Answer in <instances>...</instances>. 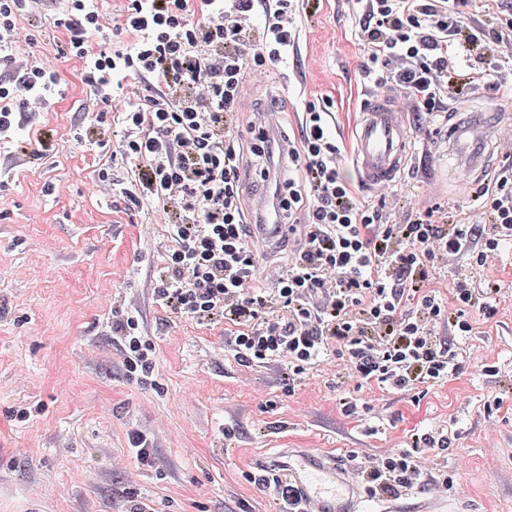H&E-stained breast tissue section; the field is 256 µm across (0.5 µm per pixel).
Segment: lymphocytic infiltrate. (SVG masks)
<instances>
[{
  "label": "lymphocytic infiltrate",
  "instance_id": "1",
  "mask_svg": "<svg viewBox=\"0 0 512 512\" xmlns=\"http://www.w3.org/2000/svg\"><path fill=\"white\" fill-rule=\"evenodd\" d=\"M494 0H360L358 32L374 68L375 84L408 100L412 111H442L459 102L451 85L479 89L492 75L484 67L450 69L472 8ZM49 12L65 33L62 55L79 59L82 81L108 111L121 118L120 149L131 162L134 206L159 212L165 234L155 300L171 314L225 327L224 345L242 365L277 362L293 375L333 365L338 375L383 392L443 382L459 368L458 352L439 335L474 331V316L493 318L501 302L496 268L512 246V176L477 191V206L449 221L437 210L385 224L341 172V150L328 110L307 101L298 140L288 146L259 131L253 146L267 162L288 153V174L275 182L289 223L304 232L274 287H257L258 265L247 242L236 128L247 75L288 60L299 39L296 0H128L120 25L128 41L109 52L89 37L102 32L87 0H0V140L59 94L57 69L17 60L22 19ZM261 42H254L256 16ZM142 89L130 98L120 81ZM448 292L435 282L445 270ZM112 323L120 363L143 381L156 367V348L144 336L137 310ZM447 427L413 434L409 447L390 449L363 474L373 495L395 494L423 482L437 496L444 480L427 479L421 465L448 446Z\"/></svg>",
  "mask_w": 512,
  "mask_h": 512
}]
</instances>
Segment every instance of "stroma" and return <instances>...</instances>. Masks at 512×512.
<instances>
[{
    "instance_id": "stroma-1",
    "label": "stroma",
    "mask_w": 512,
    "mask_h": 512,
    "mask_svg": "<svg viewBox=\"0 0 512 512\" xmlns=\"http://www.w3.org/2000/svg\"><path fill=\"white\" fill-rule=\"evenodd\" d=\"M352 0H322L296 13L299 44L288 65L251 76L239 110L244 161H251L254 129L262 114H282L280 133L297 139L305 100L329 103L342 172L360 185L365 201L387 224L401 223L408 196L449 215L472 210L480 182L512 167V124L501 138L507 157L492 156L484 179L464 175L441 135L454 114L512 115V70L499 69L492 86L478 89L448 117L417 118L407 102L408 161L381 190L362 187L352 163L354 133L364 105L384 88L364 80L367 53L358 36ZM30 43L17 57L53 59L63 36L50 19H25ZM65 90L41 112L38 127L23 129L0 152L18 165L0 179V512H125L130 499L153 512H279L273 489L252 479L254 462L282 448H316L352 469L368 465L410 436L447 424L451 444L440 451L433 477L453 479L447 496L426 487L395 497H365L366 512H512V266L498 271L501 302L490 322L456 339L461 351H479L498 369L487 376L463 362L444 383L385 395L380 408L364 403L346 413L349 387L327 367L311 379L289 382L275 363L244 367L224 348V328L199 325L162 310L154 288L162 225L147 209L130 205L127 164L116 144L73 141V126L100 109L81 80L83 64H57ZM114 182L94 192L99 171ZM257 242L272 287L300 241ZM137 309L156 346L155 385L129 380L115 363L112 298ZM500 409H489V402ZM157 434L160 469L135 460L112 468L131 433Z\"/></svg>"
}]
</instances>
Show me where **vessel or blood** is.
<instances>
[{
	"label": "vessel or blood",
	"mask_w": 512,
	"mask_h": 512,
	"mask_svg": "<svg viewBox=\"0 0 512 512\" xmlns=\"http://www.w3.org/2000/svg\"><path fill=\"white\" fill-rule=\"evenodd\" d=\"M499 128L478 113L448 128V146L470 173L483 172L484 149L496 138ZM408 131L402 112L391 98H374L356 132L353 163L363 182L372 189L391 183L407 161ZM258 236L275 243L285 230L277 198L267 199L261 209ZM274 467L298 488L307 512H362L356 478L345 464L311 448L287 449L273 460Z\"/></svg>",
	"instance_id": "b4317fda"
}]
</instances>
